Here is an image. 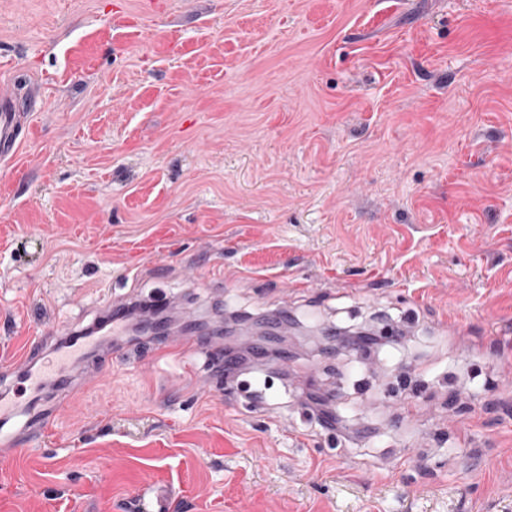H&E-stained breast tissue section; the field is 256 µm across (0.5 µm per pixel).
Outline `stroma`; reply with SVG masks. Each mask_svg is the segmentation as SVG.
<instances>
[{
    "instance_id": "obj_1",
    "label": "stroma",
    "mask_w": 512,
    "mask_h": 512,
    "mask_svg": "<svg viewBox=\"0 0 512 512\" xmlns=\"http://www.w3.org/2000/svg\"><path fill=\"white\" fill-rule=\"evenodd\" d=\"M1 91L27 131L0 161V361L151 293L297 325L269 408L198 394L207 353L147 337L107 381L83 364L53 433L0 456V512H138L143 488L160 512H512V0H0ZM378 315L417 336L356 386L322 334ZM400 366L410 423L381 397ZM199 346L198 337H181L179 339L160 338L154 344L151 359H158L173 353L188 354ZM300 400L306 412L316 416L319 426L333 436L346 439L349 429L344 425L337 407L332 404L331 398L323 393L303 391Z\"/></svg>"
}]
</instances>
